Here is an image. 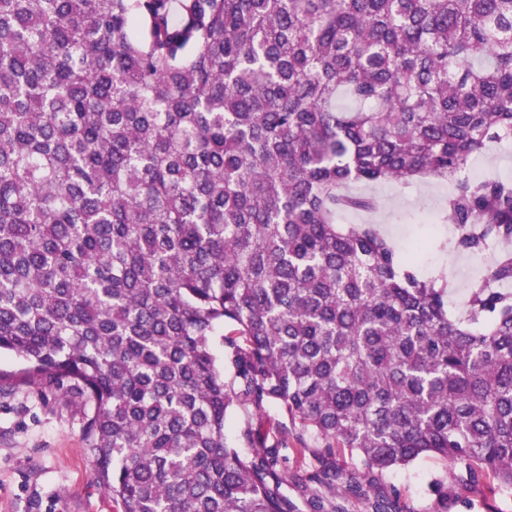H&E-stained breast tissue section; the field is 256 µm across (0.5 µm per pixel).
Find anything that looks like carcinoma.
<instances>
[{
    "mask_svg": "<svg viewBox=\"0 0 512 512\" xmlns=\"http://www.w3.org/2000/svg\"><path fill=\"white\" fill-rule=\"evenodd\" d=\"M510 137L512 0H0V354L86 396L117 512H346L429 455L510 492L512 249L462 315L417 262L512 242L468 173ZM425 177L451 235L336 223Z\"/></svg>",
    "mask_w": 512,
    "mask_h": 512,
    "instance_id": "cac0c4a2",
    "label": "carcinoma"
}]
</instances>
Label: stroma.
I'll return each mask as SVG.
<instances>
[{
  "label": "stroma",
  "mask_w": 512,
  "mask_h": 512,
  "mask_svg": "<svg viewBox=\"0 0 512 512\" xmlns=\"http://www.w3.org/2000/svg\"><path fill=\"white\" fill-rule=\"evenodd\" d=\"M450 185L425 178L411 189L391 183L353 185L356 193L376 196L375 213L346 212L343 224L373 222L399 248L433 236L427 224ZM88 407L84 397L34 385L0 384V512H115L111 496L99 485L88 455L83 428ZM458 465L437 457L384 472L378 486H397L406 512H512V493L489 498L480 482L462 483ZM448 487L447 500L434 491Z\"/></svg>",
  "instance_id": "obj_1"
}]
</instances>
